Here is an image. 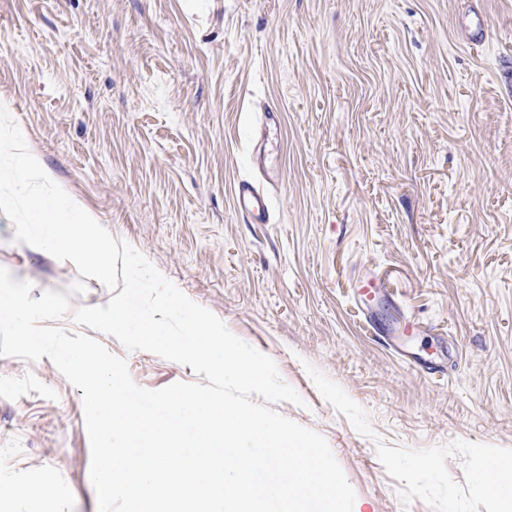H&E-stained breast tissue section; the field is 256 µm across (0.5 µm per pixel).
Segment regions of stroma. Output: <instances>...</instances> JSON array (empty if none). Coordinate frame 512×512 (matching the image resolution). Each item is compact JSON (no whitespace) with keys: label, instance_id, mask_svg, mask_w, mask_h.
Wrapping results in <instances>:
<instances>
[{"label":"stroma","instance_id":"35a3bbf8","mask_svg":"<svg viewBox=\"0 0 512 512\" xmlns=\"http://www.w3.org/2000/svg\"><path fill=\"white\" fill-rule=\"evenodd\" d=\"M1 100L54 181L275 362L302 399L276 411L365 512H488L470 451L512 454V0H0ZM266 171L252 224L233 187ZM14 232L0 213L32 298L80 280ZM407 320L436 373L383 342ZM97 339L141 387L198 379ZM81 396L0 356V486L98 512ZM279 179L264 174V183L242 180L234 185V203L237 211L250 217L256 224H267L269 214V190L275 189ZM352 288H354L358 300L365 302L383 291L385 284L373 274H364L352 283Z\"/></svg>","mask_w":512,"mask_h":512}]
</instances>
